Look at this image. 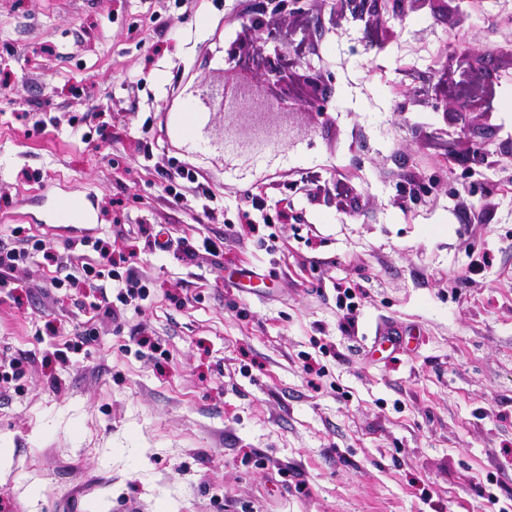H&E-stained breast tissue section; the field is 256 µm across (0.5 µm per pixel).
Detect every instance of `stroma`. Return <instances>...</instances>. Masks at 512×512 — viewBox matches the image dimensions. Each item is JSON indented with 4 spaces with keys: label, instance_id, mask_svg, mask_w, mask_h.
Returning <instances> with one entry per match:
<instances>
[{
    "label": "stroma",
    "instance_id": "stroma-1",
    "mask_svg": "<svg viewBox=\"0 0 512 512\" xmlns=\"http://www.w3.org/2000/svg\"><path fill=\"white\" fill-rule=\"evenodd\" d=\"M456 2L375 34L307 0L332 92L257 159L202 96L254 74L258 0H0V249L56 256L0 288V512H512V70L467 117L440 91L512 50V0ZM95 238L147 285L117 320L115 281L54 285Z\"/></svg>",
    "mask_w": 512,
    "mask_h": 512
}]
</instances>
